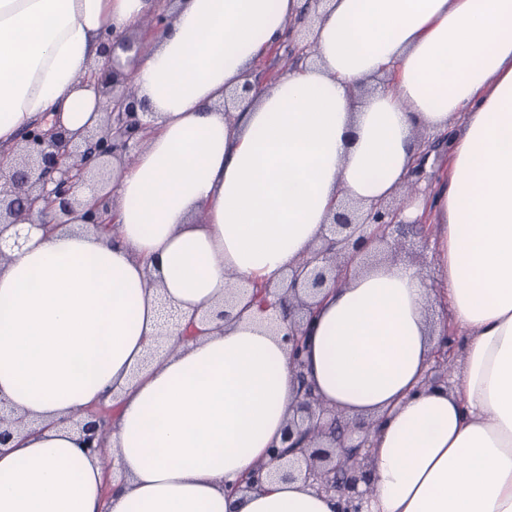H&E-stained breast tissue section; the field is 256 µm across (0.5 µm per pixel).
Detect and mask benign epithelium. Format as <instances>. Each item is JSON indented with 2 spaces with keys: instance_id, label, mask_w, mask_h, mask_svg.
<instances>
[{
  "instance_id": "7a95c632",
  "label": "benign epithelium",
  "mask_w": 512,
  "mask_h": 512,
  "mask_svg": "<svg viewBox=\"0 0 512 512\" xmlns=\"http://www.w3.org/2000/svg\"><path fill=\"white\" fill-rule=\"evenodd\" d=\"M168 26V19L155 14L142 21V27L155 35L164 33ZM103 38L102 52L108 55L118 47H135L137 53L143 52L139 39L115 34L109 27L104 29ZM99 83L101 94L108 97L106 119L82 141L57 124L50 130L35 126L24 132L18 161L8 172L0 171V224H19L29 219L43 201L46 206L40 216L44 227L67 223V217L82 206L86 223L105 226L110 195H101L86 206L79 198V189L107 160H134L140 145L138 135L147 128L144 117L150 112L146 102L138 98L132 76L117 67L104 71ZM399 213L400 209L386 202L366 212L351 202L341 203L330 224L333 238L307 254L282 285L274 289L264 285L256 290L262 303L274 294L278 305L288 312L286 340L295 365H301L302 322L312 309L311 298L318 289L340 282L347 273L345 260L349 253L361 252L372 238L387 242L394 229L404 225L398 220ZM453 348L451 336L442 337L435 373L425 384L435 385L447 377ZM113 415L114 407L101 402L89 406L84 415L73 421L82 435L84 453L100 459L106 468L111 464L107 440ZM22 426L24 417L0 402V446ZM372 431V423L351 420L327 408L307 387L296 403L294 418L288 421L283 438L293 448L298 444L295 433L304 435L302 459L283 462V453H276L273 460L278 462L277 474L288 480L302 476L317 491L338 494L343 500L341 512H361L360 502L373 493L374 487L367 456L361 454Z\"/></svg>"
}]
</instances>
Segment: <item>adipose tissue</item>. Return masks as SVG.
Returning <instances> with one entry per match:
<instances>
[{"label": "adipose tissue", "mask_w": 512, "mask_h": 512, "mask_svg": "<svg viewBox=\"0 0 512 512\" xmlns=\"http://www.w3.org/2000/svg\"><path fill=\"white\" fill-rule=\"evenodd\" d=\"M305 6L0 0L7 167L29 126L102 124L105 27L172 18L134 64L151 115L113 180L118 235L79 212L0 231V400L26 418L0 447V512H339L301 478L241 487L299 386L288 323L251 290L322 243L339 200L398 196L441 133L432 189L401 215L430 213L436 288L356 256L317 299L303 373L376 426L364 512H512V0H324L315 64L250 88ZM451 329L459 371L422 387ZM100 401L119 407L108 468L69 423Z\"/></svg>", "instance_id": "1"}]
</instances>
